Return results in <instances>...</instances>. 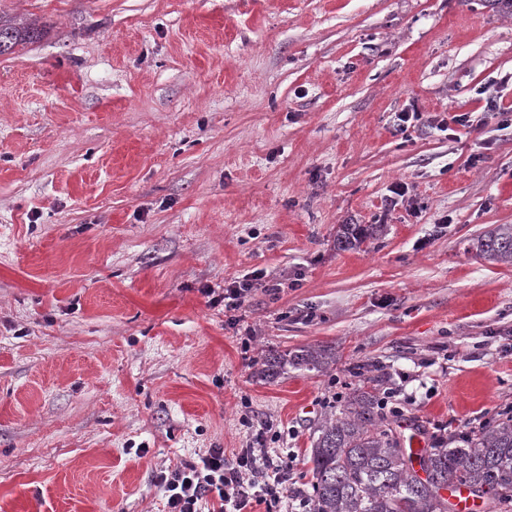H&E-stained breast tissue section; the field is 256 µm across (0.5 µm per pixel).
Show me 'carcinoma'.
Masks as SVG:
<instances>
[{"instance_id":"cac0c4a2","label":"carcinoma","mask_w":512,"mask_h":512,"mask_svg":"<svg viewBox=\"0 0 512 512\" xmlns=\"http://www.w3.org/2000/svg\"><path fill=\"white\" fill-rule=\"evenodd\" d=\"M31 24L0 19V56L40 38ZM374 228L343 224L336 239L341 250L353 248ZM485 259L512 263V225L499 224L477 240ZM330 353L314 346L289 358L266 361L320 371ZM310 449L313 512H455L441 491L454 483L482 500L483 512H512V415L489 422L475 433L453 434L435 447L409 452L379 411L372 390L360 387L317 428ZM419 456L420 469L413 468Z\"/></svg>"}]
</instances>
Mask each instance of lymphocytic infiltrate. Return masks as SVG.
<instances>
[{
	"mask_svg": "<svg viewBox=\"0 0 512 512\" xmlns=\"http://www.w3.org/2000/svg\"><path fill=\"white\" fill-rule=\"evenodd\" d=\"M288 459L256 455L246 448L235 460H227L220 448L209 449L198 464L160 472L167 512H201L204 500L217 495L224 512H244L251 501L264 503L266 512H280Z\"/></svg>",
	"mask_w": 512,
	"mask_h": 512,
	"instance_id": "obj_1",
	"label": "lymphocytic infiltrate"
}]
</instances>
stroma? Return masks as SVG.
Segmentation results:
<instances>
[{
    "instance_id": "stroma-1",
    "label": "stroma",
    "mask_w": 512,
    "mask_h": 512,
    "mask_svg": "<svg viewBox=\"0 0 512 512\" xmlns=\"http://www.w3.org/2000/svg\"><path fill=\"white\" fill-rule=\"evenodd\" d=\"M0 12L44 31L0 56V512H166L161 470L235 457L261 425L300 512L316 424L366 381L427 447L512 414V265L476 250L512 224L506 9ZM343 224L381 230L341 250ZM242 280L240 310L210 303ZM310 346L326 370L265 373Z\"/></svg>"
}]
</instances>
